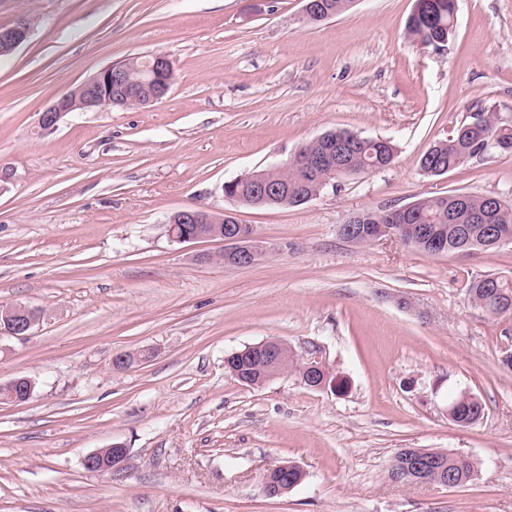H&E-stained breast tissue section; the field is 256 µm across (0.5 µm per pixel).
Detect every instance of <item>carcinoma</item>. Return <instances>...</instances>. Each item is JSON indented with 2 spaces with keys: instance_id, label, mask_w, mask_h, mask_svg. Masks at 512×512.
Returning a JSON list of instances; mask_svg holds the SVG:
<instances>
[{
  "instance_id": "1",
  "label": "carcinoma",
  "mask_w": 512,
  "mask_h": 512,
  "mask_svg": "<svg viewBox=\"0 0 512 512\" xmlns=\"http://www.w3.org/2000/svg\"><path fill=\"white\" fill-rule=\"evenodd\" d=\"M451 0H427L424 8L412 13L406 26L409 39L429 46L435 41L448 40L454 28L448 26V12ZM501 136L512 139V124L500 119L496 112L480 110L467 117L448 139L433 145V158L436 164L448 166L453 170L459 166L463 152L477 151L475 143L485 136ZM394 145H385L379 138L361 137L355 141L356 153L351 174H358L373 168H383L394 158ZM263 179L280 187L277 193L262 198L255 194V183L244 179L235 186L233 194L236 203L252 208L287 206L297 191L315 194L326 186L331 177L307 173L301 167H293L286 171L265 168L259 170ZM493 200L490 196L465 195V201L453 203L449 197L438 196L416 201L421 222L430 224L447 242L448 253L469 255L476 250H493L496 245L488 238L485 225L471 221L472 215L487 209ZM512 296V279L486 275L473 280L468 288L471 303L479 306L488 314L496 317H511L512 305L502 306L501 300ZM234 368L244 367L250 370L253 377L258 378L265 372V364L260 356L245 354L241 357L231 356ZM453 407L458 425L467 427L484 418V407L480 400L467 399L459 394L449 402ZM427 457L433 465L424 470H412L411 459ZM392 474L407 483H436L446 473L455 475L458 484L472 480L476 472V463L468 456L443 452L428 448H403L392 460Z\"/></svg>"
}]
</instances>
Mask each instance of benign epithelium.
Instances as JSON below:
<instances>
[{"label": "benign epithelium", "mask_w": 512, "mask_h": 512, "mask_svg": "<svg viewBox=\"0 0 512 512\" xmlns=\"http://www.w3.org/2000/svg\"><path fill=\"white\" fill-rule=\"evenodd\" d=\"M31 26L23 16L7 23H0V53L12 52L29 37ZM149 64V80L145 83V93L139 96L142 105H151L166 96L172 86L171 76L174 70L170 60L162 54L152 55ZM129 81L123 64H113L102 68L94 76L79 84L67 93L54 99L39 115V126L51 131L70 112H90L98 108L103 98L115 97L128 100ZM352 146L342 142L328 145L313 156L293 155L280 164L285 168L290 164H299L309 170L327 168L333 175L347 170ZM391 223L375 224L367 229L364 238L373 244L383 239L410 241L425 237L432 242L436 253H441L440 243L435 233L425 224L414 223V214L410 206L389 210ZM168 237L175 243L197 242L203 239L221 240L224 251L219 255L226 266L249 267L263 256L255 243L254 232L246 231L232 212L220 215L201 209H184L176 212L168 225ZM40 320V313L26 305L15 304L0 308V334L24 337L30 335ZM247 351L262 356L266 362L265 380L269 381L282 375L281 364L288 356V344L281 340H265L247 347ZM148 357L146 353L119 352L112 358V367L127 370ZM306 376L300 380L304 386L315 389H327V376L324 374L328 363L319 356L305 359ZM34 382L27 376L17 377L7 383H0V399L17 403L32 397ZM130 464L129 450L121 443L99 448L87 454L83 460L85 469L116 476L124 473ZM280 465L267 467L262 472L261 485L266 496L279 497L283 494L274 475L279 473Z\"/></svg>", "instance_id": "7a95c632"}]
</instances>
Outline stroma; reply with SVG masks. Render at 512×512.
I'll list each match as a JSON object with an SVG mask.
<instances>
[{"label": "stroma", "mask_w": 512, "mask_h": 512, "mask_svg": "<svg viewBox=\"0 0 512 512\" xmlns=\"http://www.w3.org/2000/svg\"><path fill=\"white\" fill-rule=\"evenodd\" d=\"M415 3L351 0L307 25L303 0H0V22H33L0 56V306L43 312L30 336L0 335V382L36 385L0 403V512H512V318L467 293L512 278V244L459 257L339 234L420 198L512 202V154L420 167L472 112L512 120V0H457L440 49L407 39ZM152 53L174 68L162 100L72 112L38 134L56 97ZM339 129L390 140L393 162L297 207L225 198L224 183ZM186 208L234 212L265 256L227 267L222 242H171L167 221ZM271 338L319 348L344 393L227 373L226 356ZM147 348L113 370L116 353ZM463 391L485 407L467 427L448 418ZM115 442L127 472L84 468ZM403 448L462 454L477 472L405 483L391 475ZM285 461L305 478L267 497L259 474ZM34 382L27 376L14 378L7 383H0L2 391L1 401L6 402H22L32 397Z\"/></svg>", "instance_id": "1"}]
</instances>
